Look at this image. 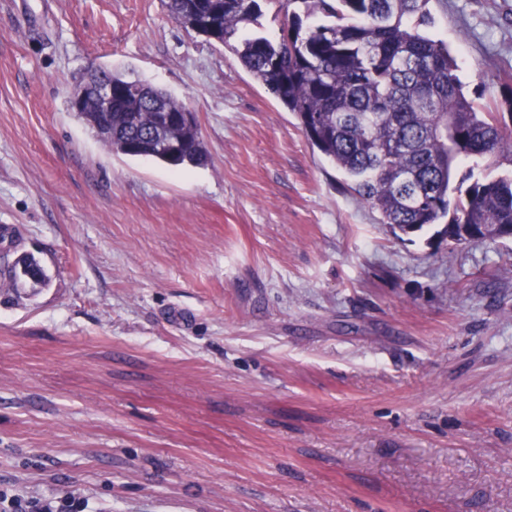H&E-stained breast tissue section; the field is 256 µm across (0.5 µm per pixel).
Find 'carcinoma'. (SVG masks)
<instances>
[{
  "instance_id": "carcinoma-1",
  "label": "carcinoma",
  "mask_w": 512,
  "mask_h": 512,
  "mask_svg": "<svg viewBox=\"0 0 512 512\" xmlns=\"http://www.w3.org/2000/svg\"><path fill=\"white\" fill-rule=\"evenodd\" d=\"M328 24L303 27L286 13L278 38L246 35L260 26L257 0H165L188 32L202 27L211 6L218 38L238 37L245 69L298 120L320 154L382 223L408 235L444 224L436 234L461 244L460 225L480 241L512 237V175L474 177V168L512 166V133L488 99L466 95L448 43L428 35L436 22L430 0H286ZM165 91L112 73V111L81 114L112 125L102 141L112 152L151 157L168 166H201L207 154L197 123ZM472 168L453 185L457 160ZM13 283L43 288L44 265L23 254L8 269Z\"/></svg>"
}]
</instances>
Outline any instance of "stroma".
<instances>
[{
	"label": "stroma",
	"mask_w": 512,
	"mask_h": 512,
	"mask_svg": "<svg viewBox=\"0 0 512 512\" xmlns=\"http://www.w3.org/2000/svg\"><path fill=\"white\" fill-rule=\"evenodd\" d=\"M470 97L512 96V0H431ZM103 67L209 160L113 153ZM0 489L90 512H512V241L409 236L233 45L162 0H0ZM8 276L14 284H29L31 288H43L49 282L44 265L34 256L27 254L21 255L8 269Z\"/></svg>",
	"instance_id": "35a3bbf8"
}]
</instances>
